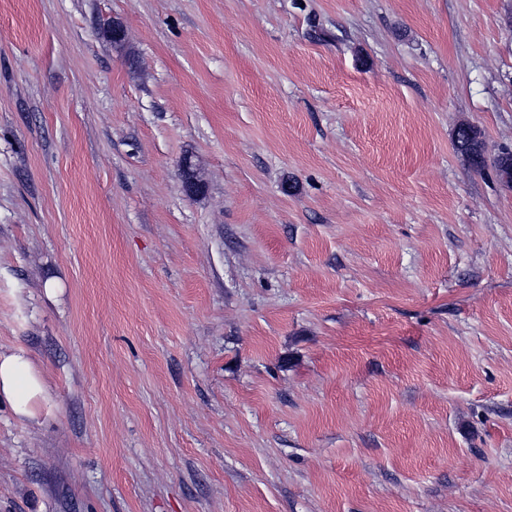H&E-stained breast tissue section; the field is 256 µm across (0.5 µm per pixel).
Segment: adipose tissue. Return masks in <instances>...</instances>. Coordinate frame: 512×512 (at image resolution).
<instances>
[{"mask_svg": "<svg viewBox=\"0 0 512 512\" xmlns=\"http://www.w3.org/2000/svg\"><path fill=\"white\" fill-rule=\"evenodd\" d=\"M45 391V380L24 349L0 350V402L8 403L17 417L34 423Z\"/></svg>", "mask_w": 512, "mask_h": 512, "instance_id": "1", "label": "adipose tissue"}]
</instances>
